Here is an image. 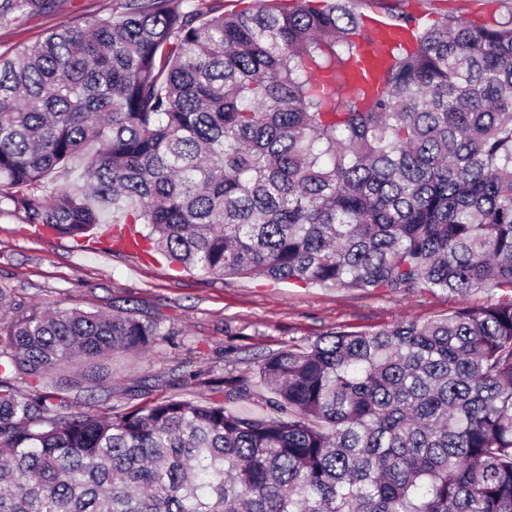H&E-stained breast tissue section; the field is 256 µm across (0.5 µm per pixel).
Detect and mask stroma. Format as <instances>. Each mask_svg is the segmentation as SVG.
I'll use <instances>...</instances> for the list:
<instances>
[{"label": "stroma", "instance_id": "1", "mask_svg": "<svg viewBox=\"0 0 512 512\" xmlns=\"http://www.w3.org/2000/svg\"><path fill=\"white\" fill-rule=\"evenodd\" d=\"M113 0H58L47 14L0 29V54H12L56 28L77 26L108 12ZM368 16L395 21L413 13L437 20L467 16L471 0H355ZM0 288L11 294L0 305V322L31 307H77L86 311L131 309L156 322L164 339L151 351L118 354L92 370L81 388L68 390L74 411L91 400L119 412L164 397H210L213 378L245 376L255 394L267 390L258 364L292 344L329 331H376L410 317L425 323L460 305L478 309L512 299V290L490 287L466 300L437 288L409 294L341 290L262 278L218 279L175 268L160 255L101 252L92 238L46 235L19 211L0 212Z\"/></svg>", "mask_w": 512, "mask_h": 512}]
</instances>
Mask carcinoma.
<instances>
[{
    "mask_svg": "<svg viewBox=\"0 0 512 512\" xmlns=\"http://www.w3.org/2000/svg\"><path fill=\"white\" fill-rule=\"evenodd\" d=\"M181 2L114 0L0 55V206L74 240L142 224L141 250L221 278L512 288V20L408 17L371 94L350 0ZM54 3L0 0V27ZM160 336L76 307L0 328V512H512V300L268 355L273 418L74 412L47 380Z\"/></svg>",
    "mask_w": 512,
    "mask_h": 512,
    "instance_id": "carcinoma-1",
    "label": "carcinoma"
}]
</instances>
